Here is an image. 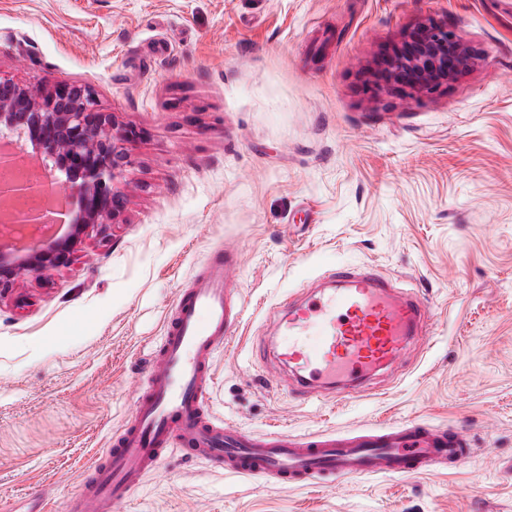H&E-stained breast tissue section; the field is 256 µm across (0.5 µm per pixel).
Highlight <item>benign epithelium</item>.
<instances>
[{"label": "benign epithelium", "instance_id": "obj_1", "mask_svg": "<svg viewBox=\"0 0 512 512\" xmlns=\"http://www.w3.org/2000/svg\"><path fill=\"white\" fill-rule=\"evenodd\" d=\"M481 63V55L448 23L425 18L379 52L367 68L368 86H385L405 99L448 87ZM0 286L25 273H40L68 264L90 224L116 218L125 206L122 188L131 164L125 143L139 133L116 124L98 108L88 87L57 83L42 92L0 77ZM37 153L51 177L56 199L34 188L20 171L19 157ZM66 224L69 235L48 248L28 235L35 227L45 237Z\"/></svg>", "mask_w": 512, "mask_h": 512}]
</instances>
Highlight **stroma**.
<instances>
[{
    "label": "stroma",
    "instance_id": "35a3bbf8",
    "mask_svg": "<svg viewBox=\"0 0 512 512\" xmlns=\"http://www.w3.org/2000/svg\"><path fill=\"white\" fill-rule=\"evenodd\" d=\"M483 62L405 101L365 70L417 19ZM0 77L94 90L137 130L126 205L71 262L0 290V512H64L131 416L177 294L215 250L245 306L211 411L251 434L424 423L468 456L289 487L173 454L112 512H512V0H0ZM365 268L416 289L425 347L306 399L271 338L286 295Z\"/></svg>",
    "mask_w": 512,
    "mask_h": 512
}]
</instances>
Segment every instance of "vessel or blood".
I'll return each instance as SVG.
<instances>
[{"label": "vessel or blood", "instance_id": "b4317fda", "mask_svg": "<svg viewBox=\"0 0 512 512\" xmlns=\"http://www.w3.org/2000/svg\"><path fill=\"white\" fill-rule=\"evenodd\" d=\"M227 268L222 254H214L177 295L132 418L73 494L69 512H112L177 449L217 469L285 486L413 474L437 459H463L466 439L457 431L255 436L227 429L205 403L214 358L235 338L245 313L228 286ZM283 308L275 357L307 399L362 386L426 335L429 317L415 292L394 288L370 270L343 267Z\"/></svg>", "mask_w": 512, "mask_h": 512}]
</instances>
